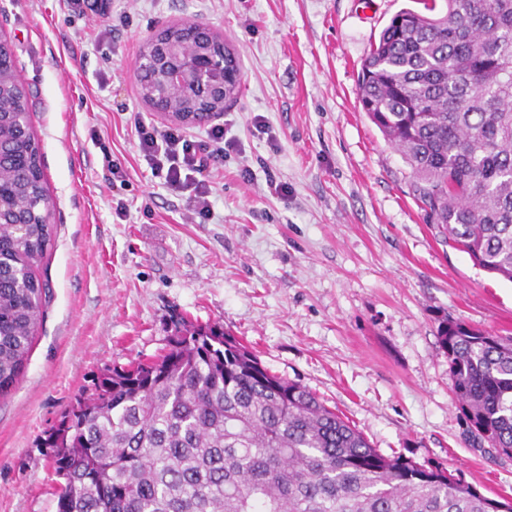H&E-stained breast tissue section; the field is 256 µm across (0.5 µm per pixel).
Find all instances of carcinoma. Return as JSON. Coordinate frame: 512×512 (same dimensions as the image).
I'll use <instances>...</instances> for the list:
<instances>
[{"label":"carcinoma","mask_w":512,"mask_h":512,"mask_svg":"<svg viewBox=\"0 0 512 512\" xmlns=\"http://www.w3.org/2000/svg\"><path fill=\"white\" fill-rule=\"evenodd\" d=\"M382 29L358 99L410 166L431 223L512 281V0H422ZM3 181L46 212L36 140ZM54 225L0 224V395L23 374ZM469 440L512 456V340L440 327ZM56 512H512L443 469L384 456L217 325L176 314L167 350L103 370L37 444Z\"/></svg>","instance_id":"1"}]
</instances>
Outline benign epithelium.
<instances>
[{
	"instance_id": "obj_1",
	"label": "benign epithelium",
	"mask_w": 512,
	"mask_h": 512,
	"mask_svg": "<svg viewBox=\"0 0 512 512\" xmlns=\"http://www.w3.org/2000/svg\"><path fill=\"white\" fill-rule=\"evenodd\" d=\"M180 44L153 41L140 58L139 66H149L154 78L153 92L145 98L154 110L171 113L183 122L194 124L210 118L224 107V90L240 86L241 70L225 63L224 38L196 22H182ZM9 42L0 33V113L15 118L14 139L26 137L30 126L26 86L19 79ZM6 188L0 185V223L14 224L17 233L32 223L20 210Z\"/></svg>"
}]
</instances>
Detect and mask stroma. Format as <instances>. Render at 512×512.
<instances>
[{"instance_id": "obj_1", "label": "stroma", "mask_w": 512, "mask_h": 512, "mask_svg": "<svg viewBox=\"0 0 512 512\" xmlns=\"http://www.w3.org/2000/svg\"><path fill=\"white\" fill-rule=\"evenodd\" d=\"M92 3L0 0L55 225L37 271L43 322L0 396V512H55L39 438L104 368L159 353L176 312L223 326L381 454L512 497V458L466 437L438 333L448 320L512 338V283L427 223L409 165L358 104L363 60L412 0ZM182 21L223 35L241 63L220 118L240 150L204 224L153 175L130 123L173 125L141 98L136 68Z\"/></svg>"}]
</instances>
